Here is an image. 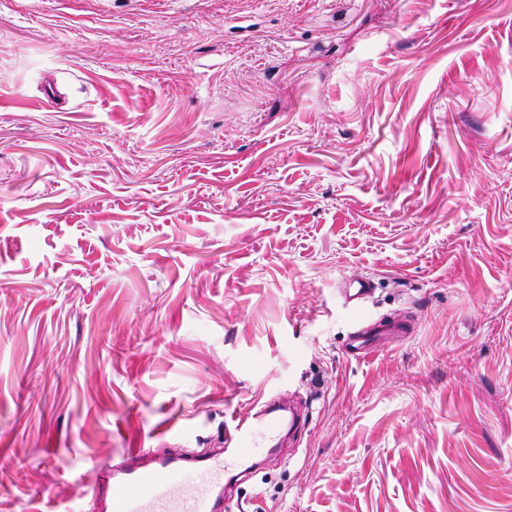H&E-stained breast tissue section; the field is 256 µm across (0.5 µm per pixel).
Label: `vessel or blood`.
<instances>
[{"mask_svg":"<svg viewBox=\"0 0 512 512\" xmlns=\"http://www.w3.org/2000/svg\"><path fill=\"white\" fill-rule=\"evenodd\" d=\"M374 288V277L366 276L341 282L338 292L347 306L358 309ZM410 333L403 322L361 321L345 352L364 357L378 341ZM300 423L292 408L262 397L255 410L232 414L223 447L193 453L140 445L118 457L95 460L86 492L90 512H226L229 490L248 477L262 449L277 450L284 435Z\"/></svg>","mask_w":512,"mask_h":512,"instance_id":"vessel-or-blood-1","label":"vessel or blood"}]
</instances>
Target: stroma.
<instances>
[{
	"label": "stroma",
	"instance_id": "1",
	"mask_svg": "<svg viewBox=\"0 0 512 512\" xmlns=\"http://www.w3.org/2000/svg\"><path fill=\"white\" fill-rule=\"evenodd\" d=\"M263 391L246 512H512V0H0V512ZM375 278L366 276L356 280H346L339 284L338 292L347 306L357 310L372 296ZM412 330L404 322L385 323L382 320L360 321L350 333L345 346V353L353 358L365 357L375 351L378 341L386 340L393 336H409Z\"/></svg>",
	"mask_w": 512,
	"mask_h": 512
}]
</instances>
